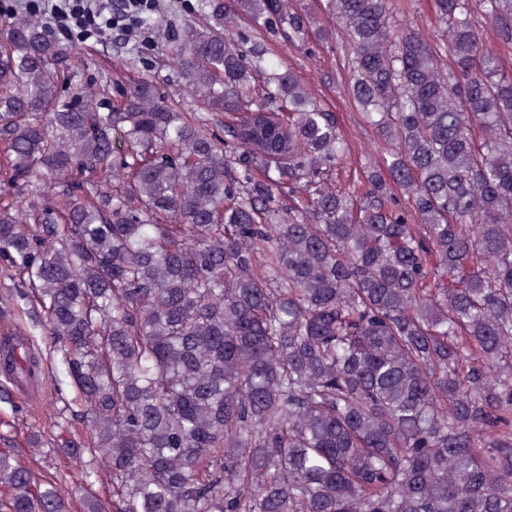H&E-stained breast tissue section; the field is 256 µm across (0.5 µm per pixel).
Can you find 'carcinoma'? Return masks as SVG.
Instances as JSON below:
<instances>
[{
	"instance_id": "carcinoma-1",
	"label": "carcinoma",
	"mask_w": 512,
	"mask_h": 512,
	"mask_svg": "<svg viewBox=\"0 0 512 512\" xmlns=\"http://www.w3.org/2000/svg\"><path fill=\"white\" fill-rule=\"evenodd\" d=\"M328 7L381 142L360 193L334 114L220 25L169 45L208 112L87 92L36 15L0 36V268L88 423L83 512H512V0H434V42L406 0ZM0 512H70L62 477L0 448Z\"/></svg>"
}]
</instances>
